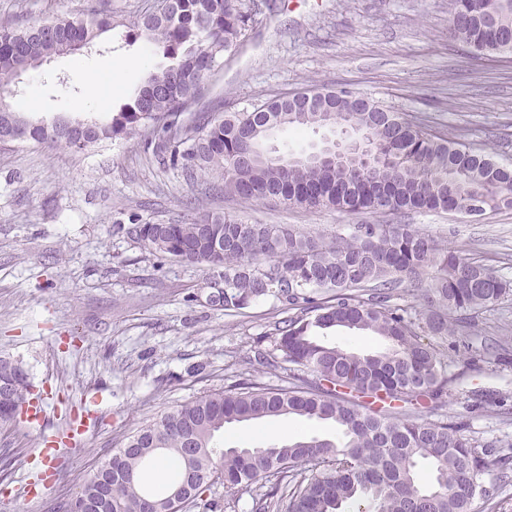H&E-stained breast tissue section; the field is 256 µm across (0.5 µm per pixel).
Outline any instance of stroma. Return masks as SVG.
Returning <instances> with one entry per match:
<instances>
[{
    "mask_svg": "<svg viewBox=\"0 0 512 512\" xmlns=\"http://www.w3.org/2000/svg\"><path fill=\"white\" fill-rule=\"evenodd\" d=\"M92 0H0V22L37 25L82 15ZM151 0H102L114 27L89 49L21 72L33 117L88 112L108 118L139 89L162 51L131 22ZM138 62L120 98L84 102L86 82L116 58ZM348 87L435 133L512 162V57H474L448 34V0H271L225 55L201 109L243 112L310 87ZM221 212L324 237L349 224H411L466 250L512 280V209L481 223L456 213L405 215L313 210L279 201L231 200L187 182L168 161L119 138L83 152L0 145V358L40 390L39 422L0 425V512H58L141 426L247 372L265 379L252 348L282 319L266 297L227 312L208 305L205 271L157 260L114 230L131 221L181 222ZM445 406L423 417L461 426L478 447L512 456V296L444 344ZM82 415L80 447L42 453L43 437ZM289 435L337 437L334 424L280 418L224 431L228 446ZM55 482L44 488L46 468ZM186 512H255L252 491L223 484Z\"/></svg>",
    "mask_w": 512,
    "mask_h": 512,
    "instance_id": "35a3bbf8",
    "label": "stroma"
}]
</instances>
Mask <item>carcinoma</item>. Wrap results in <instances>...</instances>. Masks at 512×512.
Returning <instances> with one entry per match:
<instances>
[{"mask_svg": "<svg viewBox=\"0 0 512 512\" xmlns=\"http://www.w3.org/2000/svg\"><path fill=\"white\" fill-rule=\"evenodd\" d=\"M452 36L475 55L512 54V0H449ZM257 12L243 0H157L132 22L170 63L149 71L130 102L105 121L59 116L33 120L0 103V145L46 144L79 151L121 136L165 152L190 183L245 200L280 198L309 208L356 213H464L478 199L483 213L512 208V164L432 135L348 88L282 96L248 112L204 119L187 115L209 78L236 50ZM98 9L37 26L0 23V89L19 71L90 48L112 30ZM348 127L369 136L383 165L376 177L317 165L309 154L242 164L283 128ZM117 231L154 257L200 264L224 278L226 312L261 297L286 318L255 345V359L275 381L238 375L222 390L164 413L127 438L130 481L111 478L105 512H165L183 489L186 509L217 481L234 493L262 489L256 512H472L490 490L482 482L492 450L478 449L461 427L392 411L445 403L450 378L441 344L476 313L512 296V284L477 258L420 233L411 224H350L329 240L287 225L252 224L208 213L188 222L118 224ZM417 288L412 300L405 284ZM336 328L369 332L384 348L359 353L328 340ZM432 336L435 342H423ZM299 417L336 425L335 439L298 435L254 448H225L228 426ZM165 460L159 490L138 479ZM96 470L79 497L101 493Z\"/></svg>", "mask_w": 512, "mask_h": 512, "instance_id": "1", "label": "carcinoma"}]
</instances>
